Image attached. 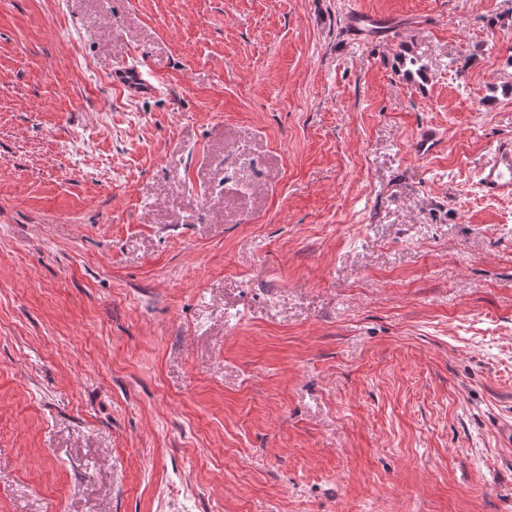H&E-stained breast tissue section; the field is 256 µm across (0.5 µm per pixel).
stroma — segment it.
<instances>
[{"label": "stroma", "mask_w": 512, "mask_h": 512, "mask_svg": "<svg viewBox=\"0 0 512 512\" xmlns=\"http://www.w3.org/2000/svg\"><path fill=\"white\" fill-rule=\"evenodd\" d=\"M505 140L512 0H0V512H512ZM111 77L115 85L126 89L134 98L152 95L157 91L155 83L144 78L139 70L132 67L122 66L115 70ZM480 187L489 196H512V142L498 146L495 158L479 176Z\"/></svg>", "instance_id": "stroma-1"}]
</instances>
